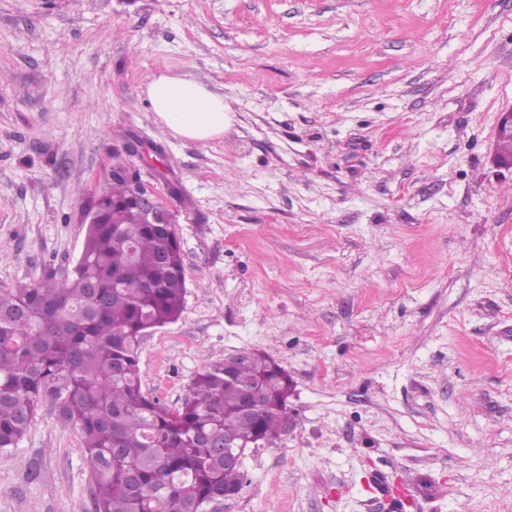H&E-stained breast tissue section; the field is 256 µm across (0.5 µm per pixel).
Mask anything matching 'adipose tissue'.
I'll use <instances>...</instances> for the list:
<instances>
[{
    "label": "adipose tissue",
    "instance_id": "adipose-tissue-1",
    "mask_svg": "<svg viewBox=\"0 0 512 512\" xmlns=\"http://www.w3.org/2000/svg\"><path fill=\"white\" fill-rule=\"evenodd\" d=\"M147 98L153 112L174 135L206 142L224 132V98L186 76L152 80Z\"/></svg>",
    "mask_w": 512,
    "mask_h": 512
}]
</instances>
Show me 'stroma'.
Wrapping results in <instances>:
<instances>
[{
  "label": "stroma",
  "mask_w": 512,
  "mask_h": 512,
  "mask_svg": "<svg viewBox=\"0 0 512 512\" xmlns=\"http://www.w3.org/2000/svg\"><path fill=\"white\" fill-rule=\"evenodd\" d=\"M161 74L223 96L221 137L158 121ZM511 106L512 0H0V288L70 271L137 169L187 287L144 391L245 351L292 380L293 431L206 512H512ZM90 483L50 406L0 450V512H94Z\"/></svg>",
  "instance_id": "1"
}]
</instances>
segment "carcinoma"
Instances as JSON below:
<instances>
[{"label": "carcinoma", "instance_id": "obj_1", "mask_svg": "<svg viewBox=\"0 0 512 512\" xmlns=\"http://www.w3.org/2000/svg\"><path fill=\"white\" fill-rule=\"evenodd\" d=\"M117 175L103 197H125ZM81 261L0 288V449L16 448L45 403L76 428L95 512H190L245 474L224 464L237 444L284 435L287 371L262 352L236 368L214 362L176 409L147 396L141 333L179 319L186 289L180 243L133 210L87 226Z\"/></svg>", "mask_w": 512, "mask_h": 512}]
</instances>
